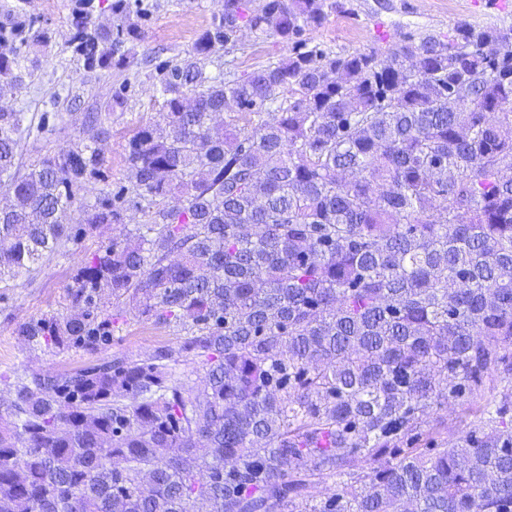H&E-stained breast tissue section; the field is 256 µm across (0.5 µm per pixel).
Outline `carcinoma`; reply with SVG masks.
I'll return each instance as SVG.
<instances>
[{
	"label": "carcinoma",
	"instance_id": "1",
	"mask_svg": "<svg viewBox=\"0 0 512 512\" xmlns=\"http://www.w3.org/2000/svg\"><path fill=\"white\" fill-rule=\"evenodd\" d=\"M24 2L0 10V99L55 39ZM249 2L224 0L159 79L129 184L93 205L74 188L104 163L97 118L22 172L32 124L0 108V283L125 223L133 199L144 217L78 267L73 313L17 335L105 349V294L187 332L15 378L0 512H512V25L344 54L305 37L336 0ZM110 9L102 28L95 0H72L89 72L129 68L121 47L142 40L131 0ZM243 27L288 56L208 70ZM181 362L204 386L173 379ZM448 402L472 416L451 447L424 420Z\"/></svg>",
	"mask_w": 512,
	"mask_h": 512
}]
</instances>
